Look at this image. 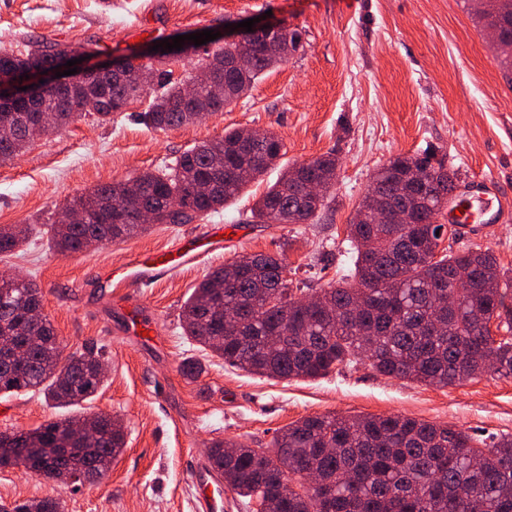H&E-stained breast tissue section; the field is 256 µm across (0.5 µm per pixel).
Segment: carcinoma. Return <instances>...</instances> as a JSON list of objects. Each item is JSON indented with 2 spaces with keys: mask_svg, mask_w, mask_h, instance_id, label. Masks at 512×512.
I'll use <instances>...</instances> for the list:
<instances>
[{
  "mask_svg": "<svg viewBox=\"0 0 512 512\" xmlns=\"http://www.w3.org/2000/svg\"><path fill=\"white\" fill-rule=\"evenodd\" d=\"M483 29L495 31L497 58L512 69V0H468ZM250 42L252 64L224 69L237 46L204 51L198 68H210L227 87L211 111L222 112L245 96L268 70L288 62L272 59L267 45ZM93 43L35 39L24 54L0 52V74L16 87L29 73L71 57ZM152 102L138 113L147 127L167 130L196 121L166 61L180 50L156 51ZM143 88L130 72L94 77L87 90L52 92L35 102L23 98L0 104V162L22 153L36 138L68 126L83 114L111 118ZM243 130L229 129L183 152L169 166L126 181L101 184L72 196L63 210L95 211L124 203L112 223L50 224V248L62 255L149 231L140 222L147 206L157 224H191L235 198L251 179L263 176L284 155L274 132L245 147ZM434 155L396 156L373 175L347 225L354 282L322 289L324 300L305 304L288 286V265L278 255L256 254L246 264L235 257L209 272L193 288L182 313L185 335L200 349L239 370L271 378L324 377L364 360L381 375L448 386L482 373L512 377V277L488 249L471 247L448 254L440 249L444 225L433 220L448 207L456 170ZM338 160L327 153L285 168L251 210L255 224H309L326 209L328 197L304 198L299 185L336 179ZM30 228L0 226V255H11ZM458 268L468 271V287L450 288ZM44 296L29 280L0 281V334L14 336L25 350L20 362L0 359V395L32 392L56 408H79L104 384L102 349L84 345L62 357L61 342L43 314ZM505 331L497 339L491 322ZM125 447L120 422L110 414H70L45 421L29 432L0 433V467L25 460L26 470L62 485L77 470L83 484H97ZM212 471L224 476L237 496L256 500L266 512H512V436L490 448L448 425L401 415L304 417L281 429L270 448L240 446L232 453L214 442L207 454ZM0 512H62L47 497L11 504Z\"/></svg>",
  "mask_w": 512,
  "mask_h": 512,
  "instance_id": "carcinoma-1",
  "label": "carcinoma"
}]
</instances>
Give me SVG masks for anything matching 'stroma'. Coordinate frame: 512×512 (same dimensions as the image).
I'll return each mask as SVG.
<instances>
[{
  "instance_id": "35a3bbf8",
  "label": "stroma",
  "mask_w": 512,
  "mask_h": 512,
  "mask_svg": "<svg viewBox=\"0 0 512 512\" xmlns=\"http://www.w3.org/2000/svg\"><path fill=\"white\" fill-rule=\"evenodd\" d=\"M272 15L299 30L303 47L265 73L246 97L200 122L146 127L135 100L110 122L86 115L35 139L0 162V225L31 226L26 245L0 258L44 294V312L67 352L101 347L107 377L87 409L119 418L126 444L100 483L72 491L24 467L0 469V501L51 496L64 512H196L193 466H206L216 441L270 445L307 416L398 414L447 423L484 440L512 435V378L483 374L428 386L382 376L356 362L317 379L246 373L201 352L185 336L181 312L205 275L243 254L285 259L293 287L314 295L353 268L346 226L375 171L398 155L436 151L459 184L495 179L512 202V73L466 0H0V50L20 53L29 38L97 42L103 57L202 30L224 32ZM272 131L284 143L280 168L252 182L223 210L191 224H158L145 234L63 256L43 233L67 198L170 165L225 130ZM332 152L338 159L330 209L311 224H253L256 200L281 167ZM234 226L224 252L201 256L156 282L113 287L100 272L173 247L206 224ZM452 251L490 249L512 272V218L446 236ZM137 304L165 341L155 349L129 336L116 299ZM199 360L198 379L179 371ZM61 409L26 393L0 396V432L29 431Z\"/></svg>"
}]
</instances>
